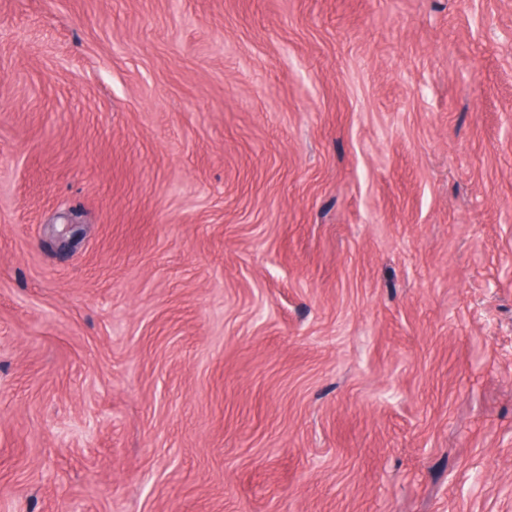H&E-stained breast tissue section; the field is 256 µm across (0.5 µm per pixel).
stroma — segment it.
<instances>
[{"label":"stroma","mask_w":512,"mask_h":512,"mask_svg":"<svg viewBox=\"0 0 512 512\" xmlns=\"http://www.w3.org/2000/svg\"><path fill=\"white\" fill-rule=\"evenodd\" d=\"M0 512H512V0H0Z\"/></svg>","instance_id":"1"}]
</instances>
